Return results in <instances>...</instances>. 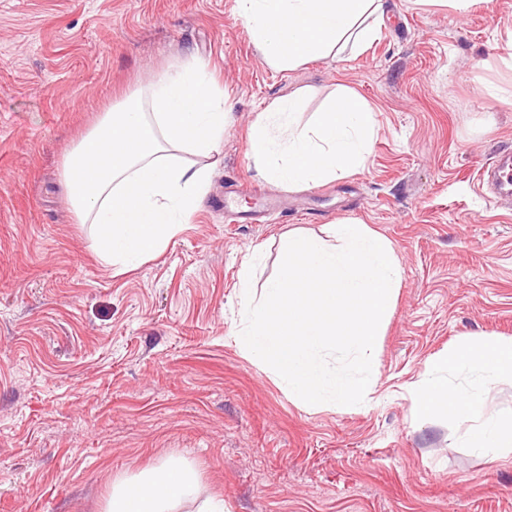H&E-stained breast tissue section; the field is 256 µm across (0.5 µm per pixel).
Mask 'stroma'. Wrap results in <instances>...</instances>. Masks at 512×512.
I'll return each mask as SVG.
<instances>
[{
  "label": "stroma",
  "instance_id": "35a3bbf8",
  "mask_svg": "<svg viewBox=\"0 0 512 512\" xmlns=\"http://www.w3.org/2000/svg\"><path fill=\"white\" fill-rule=\"evenodd\" d=\"M512 0L467 10L383 0L369 46L270 66L235 0H0V512H102L117 480L183 458L224 512H512V454L472 422L414 408L425 367L462 337L512 339V203L478 187L512 154ZM196 61L231 119L209 195L234 181L293 205L267 224L201 207L163 250L115 273L74 220L66 151L109 103ZM348 88L375 117L363 167L303 188L267 180L248 129L301 91L303 119ZM356 219L400 282L366 403L308 407L236 342L282 239ZM469 448L496 461L512 453V420L487 417L469 439Z\"/></svg>",
  "mask_w": 512,
  "mask_h": 512
}]
</instances>
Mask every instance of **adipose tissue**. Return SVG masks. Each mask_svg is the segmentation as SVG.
I'll return each instance as SVG.
<instances>
[{
	"mask_svg": "<svg viewBox=\"0 0 512 512\" xmlns=\"http://www.w3.org/2000/svg\"><path fill=\"white\" fill-rule=\"evenodd\" d=\"M382 0H236V15L264 59L282 70L367 45L381 18ZM229 119L224 91L203 66L191 63L163 75L146 92L108 105L62 160V180L77 223L94 227L93 247L126 271L157 254L200 207L210 182L205 167L179 154L219 149ZM375 118L367 103L346 90L310 121L300 96L275 99L254 120L249 152L269 179L306 186L364 165ZM468 370L470 389L448 385L447 374ZM512 382V340L459 339L426 368L417 406L467 421L479 413L489 383ZM495 461L512 454V420L487 417L470 439ZM196 471L171 458L116 482L105 512H224L220 498L197 500Z\"/></svg>",
	"mask_w": 512,
	"mask_h": 512,
	"instance_id": "ef3b65f1",
	"label": "adipose tissue"
}]
</instances>
